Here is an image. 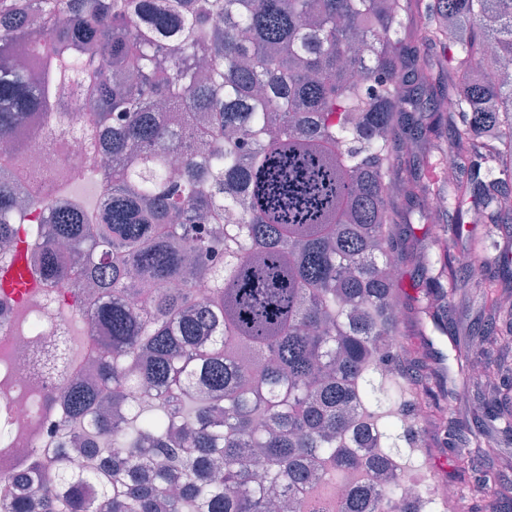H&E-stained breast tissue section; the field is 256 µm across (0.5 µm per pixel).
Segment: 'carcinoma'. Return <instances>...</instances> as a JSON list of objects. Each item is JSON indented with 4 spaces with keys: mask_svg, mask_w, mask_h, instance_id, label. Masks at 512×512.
Returning a JSON list of instances; mask_svg holds the SVG:
<instances>
[{
    "mask_svg": "<svg viewBox=\"0 0 512 512\" xmlns=\"http://www.w3.org/2000/svg\"><path fill=\"white\" fill-rule=\"evenodd\" d=\"M0 0V139L17 150L62 126L63 92L87 96V130L114 164L94 208L40 205L23 233L21 192L0 170L4 266L26 245L38 286L86 295L95 379L66 382L59 449L33 455L0 512H420L400 446L416 423L373 422L374 384L399 335L395 199H471L512 228V0ZM172 46L171 57L158 46ZM446 73L432 122L433 176L395 180L414 105L405 69ZM187 129L201 150L168 175ZM453 140H448V137ZM209 285L199 297L187 271ZM426 312L448 334L469 269L448 234L420 257ZM479 336L499 396L484 444L512 449V307L488 280ZM140 296L131 309L129 295ZM0 391V446L13 441ZM455 456L470 433L448 428ZM123 455L76 470L87 444ZM346 484L341 498L322 495ZM473 491L494 489L488 473Z\"/></svg>",
    "mask_w": 512,
    "mask_h": 512,
    "instance_id": "cac0c4a2",
    "label": "carcinoma"
}]
</instances>
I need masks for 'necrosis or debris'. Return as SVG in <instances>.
Returning <instances> with one entry per match:
<instances>
[{"label":"necrosis or debris","mask_w":512,"mask_h":512,"mask_svg":"<svg viewBox=\"0 0 512 512\" xmlns=\"http://www.w3.org/2000/svg\"><path fill=\"white\" fill-rule=\"evenodd\" d=\"M66 96L67 127L42 133L26 157L27 167L48 173L47 178L25 182L29 194L45 200L64 198L69 186L82 182L90 167H97L103 179L112 170L111 158L102 156L99 144L82 133L85 99L80 89L67 88ZM84 306L82 298L63 287L44 288L20 301L0 300V365L6 370L9 414L15 427L11 449L0 457V482L27 464L35 450L46 451L53 445L50 433L60 413L50 410L35 417L33 402L55 394L70 379L92 377L84 357L74 364H52Z\"/></svg>","instance_id":"1"}]
</instances>
